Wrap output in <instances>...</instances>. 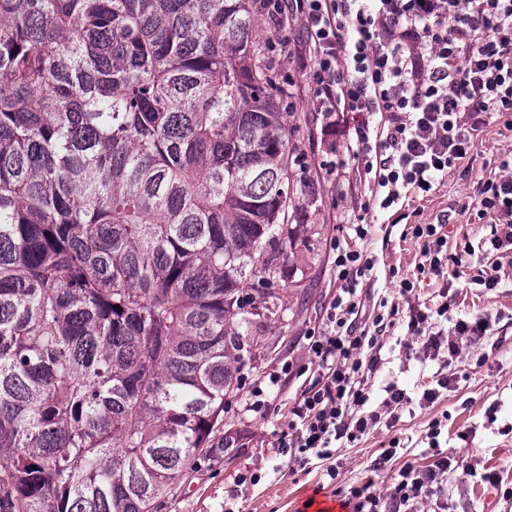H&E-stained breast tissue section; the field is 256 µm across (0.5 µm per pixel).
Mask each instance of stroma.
<instances>
[{
  "label": "stroma",
  "mask_w": 512,
  "mask_h": 512,
  "mask_svg": "<svg viewBox=\"0 0 512 512\" xmlns=\"http://www.w3.org/2000/svg\"><path fill=\"white\" fill-rule=\"evenodd\" d=\"M255 29L269 74L284 89L278 97L279 109L291 115L292 142L299 156L294 182L304 187L296 196L300 221L323 225L324 230L313 252L301 259L313 272L306 294H297L287 282H280L279 310L253 331L257 343L252 368L240 394L230 399L224 412V429L235 437L234 446L215 449L211 456L188 465L163 512H301L312 495L335 499L362 483L370 474L371 461L396 438L400 441L399 460L376 479L378 488H385L401 463L424 462L429 448L428 424L441 416L447 422L439 446L457 460L443 485L449 512H512V499L503 496L504 489L512 488V267L505 269L499 287L487 292L463 277L430 275L405 298L389 277L393 269L413 274L423 260L421 241L403 234L407 225L435 224L449 217L448 251L452 254L461 252L466 244L481 246L489 237L491 227L477 217L473 205L482 176L497 166L501 154L512 152V130L504 122L491 125L472 158L450 170L429 196L406 199L397 214L370 210L366 219L372 232L363 244L375 262L371 279L364 285L371 302L385 299L405 311L433 308L445 299L450 304L449 318H484L491 327L489 334L464 345L456 355L443 350L432 358L420 341L402 331L385 333L382 361L370 378L373 393L381 395L383 386L397 382L411 396V409L339 449L333 463L338 475L333 479L326 474L327 461L315 459L302 467L273 451L277 433L288 424V407L298 380L281 382L269 413L246 410L258 382L280 372L283 364L296 368L307 364L304 337L320 323L324 305L336 292L331 243L340 234L344 216L358 211L361 203L356 164L345 154L341 135L322 133V117L309 102L310 63L288 49L289 42L302 34L300 22L293 20L283 26L260 14ZM325 160L335 161V174L321 169ZM438 371L448 375L450 384L430 404L422 393ZM487 468L499 473L501 487L482 482ZM245 470L260 475V482L237 486L235 477Z\"/></svg>",
  "instance_id": "stroma-1"
}]
</instances>
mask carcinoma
Here are the masks:
<instances>
[{
	"mask_svg": "<svg viewBox=\"0 0 512 512\" xmlns=\"http://www.w3.org/2000/svg\"><path fill=\"white\" fill-rule=\"evenodd\" d=\"M278 93L252 0H0V512H161L224 426L320 235Z\"/></svg>",
	"mask_w": 512,
	"mask_h": 512,
	"instance_id": "1",
	"label": "carcinoma"
}]
</instances>
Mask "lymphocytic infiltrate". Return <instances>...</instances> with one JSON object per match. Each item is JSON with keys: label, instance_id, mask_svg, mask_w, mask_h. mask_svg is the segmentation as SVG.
<instances>
[{"label": "lymphocytic infiltrate", "instance_id": "lymphocytic-infiltrate-1", "mask_svg": "<svg viewBox=\"0 0 512 512\" xmlns=\"http://www.w3.org/2000/svg\"><path fill=\"white\" fill-rule=\"evenodd\" d=\"M273 19L299 17L306 30L302 55L308 56V92L325 129L339 112L361 117L346 130L344 148L357 162L373 205L398 204L408 192H429L448 169L473 153L485 129L506 120L512 129V0H261ZM480 218L491 233L484 251L491 263L472 275V284L494 290L502 280L504 254L512 253V153L503 154L497 172L480 180ZM336 253L335 297L321 327L309 330V365L279 432L277 454L299 464L332 459L339 445L368 433L401 411L409 397L387 384L373 402L369 375L382 356L380 338L398 328L428 348L458 353L473 337L485 335L483 319L457 320L451 332L437 329L447 303L401 314L380 300L368 308L360 282L374 264L360 245L371 227L365 215L347 217ZM425 261L416 275L400 279L401 295L413 292L419 275H442L461 257H449L448 236L439 224H414ZM425 465L405 464L386 491L374 480L351 487L344 505L350 512H409L428 501L433 512H447L440 491L452 460L433 448Z\"/></svg>", "mask_w": 512, "mask_h": 512}]
</instances>
